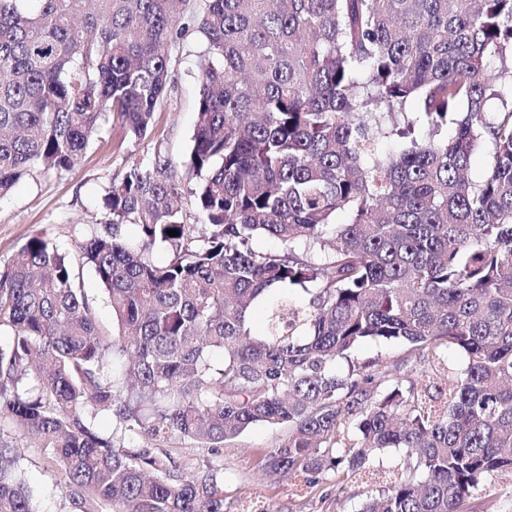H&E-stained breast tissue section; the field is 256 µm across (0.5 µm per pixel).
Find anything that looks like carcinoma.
<instances>
[{
    "instance_id": "obj_1",
    "label": "carcinoma",
    "mask_w": 512,
    "mask_h": 512,
    "mask_svg": "<svg viewBox=\"0 0 512 512\" xmlns=\"http://www.w3.org/2000/svg\"><path fill=\"white\" fill-rule=\"evenodd\" d=\"M184 16L199 223L158 140L75 256L35 235L0 264V512H39L23 439L65 512H224L223 462L169 445L218 456L256 425L286 430L268 476L314 487L404 448L359 512H467L512 474V0H0V196L74 168L105 117L152 133ZM367 341L409 350L391 369ZM76 267V273H79L80 282L85 292L89 298L96 300L100 322L112 330V309L92 269L89 266L81 267L80 264Z\"/></svg>"
}]
</instances>
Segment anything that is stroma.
<instances>
[{
  "mask_svg": "<svg viewBox=\"0 0 512 512\" xmlns=\"http://www.w3.org/2000/svg\"><path fill=\"white\" fill-rule=\"evenodd\" d=\"M202 52V41L194 32L176 48L172 86L152 136L138 141L103 122L75 168L62 172L32 168L11 193L0 198V264L37 233L46 234L61 250L75 252L84 225L106 221L103 198L112 182L121 180L131 165L147 164L155 141H163L177 173H184L197 119ZM282 436V429L258 425L223 448L225 512H241L250 502L268 512H360L363 503L379 494L386 477L406 462L404 450L391 448L372 460L369 476L346 481L330 471L322 484L299 492L290 479L265 475L260 468L267 448ZM24 467L30 485L40 491V512H60L56 476L36 450L27 451Z\"/></svg>",
  "mask_w": 512,
  "mask_h": 512,
  "instance_id": "1",
  "label": "stroma"
}]
</instances>
